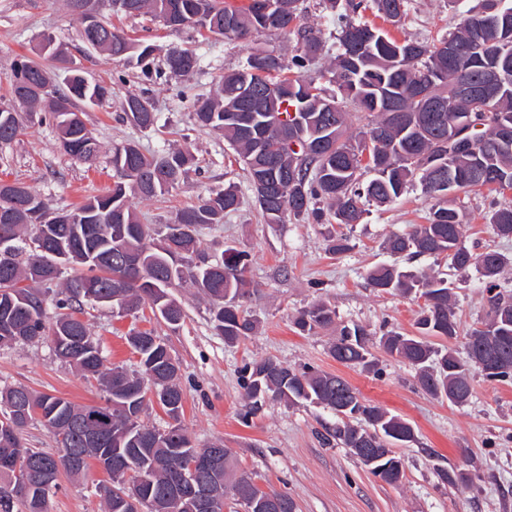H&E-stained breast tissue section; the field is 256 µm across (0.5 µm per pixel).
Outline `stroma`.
Here are the masks:
<instances>
[{"label":"stroma","instance_id":"stroma-1","mask_svg":"<svg viewBox=\"0 0 512 512\" xmlns=\"http://www.w3.org/2000/svg\"><path fill=\"white\" fill-rule=\"evenodd\" d=\"M481 3L411 0L407 16L388 32L399 40L434 42ZM103 18L128 37L151 42L156 58H163L173 46L194 49L198 70L188 77H147L140 69L87 50L67 0H0V98L8 97V78L22 55L43 66L55 81H63V67L40 49L45 33L89 78L112 85L111 97L84 107L86 125L99 143L94 162L65 154L55 127L47 122L25 127L11 145L0 148V180L26 183L51 207L75 206L88 195L106 192L116 181L113 147L134 142L151 154L189 149L195 163L175 190L158 199L135 197L131 204L142 223L162 224L210 188L235 184L241 200L238 211L223 223L200 228L198 239L201 252L212 258L228 246L249 252L253 292L241 308L256 322L247 338L225 342L209 322L207 300L188 284L172 291L186 312L175 328L148 308L118 318L111 308L88 305L83 318L101 344L106 366L135 369L136 358L126 338L134 330H154L180 365L181 424L194 444H224L240 470L259 475L265 490L287 494L295 512H512V380L476 377L471 401L455 406L421 390L413 368L380 346H373L372 352L381 371L368 373L330 356L331 332L302 336L292 327L299 311L322 300L335 307L340 321L360 324L374 336L389 330L416 334L423 299L378 292L367 285L365 276L372 267L389 262L383 248L389 235L424 223L431 199L415 189L390 205H368L353 226L292 219L264 223L234 151L219 133L194 129L190 115L196 98L213 95L220 77L243 64L249 46L288 58L295 50L294 37L266 31L243 43L207 37L191 28L171 29L146 16L129 17L108 9ZM131 95L150 99L159 117L153 130L141 131L124 121L123 104ZM492 200L484 191H458L447 197L449 206L461 213L467 247L476 252L491 248L512 258V239L494 236L486 222ZM332 235L347 236L351 249L330 253ZM448 280L462 329L484 321L487 303L478 273L452 274ZM267 357L291 367L311 366L341 375L366 403L407 421L415 439L398 449L405 465L402 482L386 484L358 464L348 449L323 444L322 435L335 427L337 419L322 406L271 400L256 415L246 416L243 370ZM18 385L79 404L103 400L97 381L59 359L47 340L0 346V390ZM456 468L468 469L473 481L451 485L441 479V472ZM108 481L96 466L83 478L60 475L50 512H104L97 486Z\"/></svg>","mask_w":512,"mask_h":512}]
</instances>
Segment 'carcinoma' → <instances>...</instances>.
Here are the masks:
<instances>
[{
    "label": "carcinoma",
    "instance_id": "1",
    "mask_svg": "<svg viewBox=\"0 0 512 512\" xmlns=\"http://www.w3.org/2000/svg\"><path fill=\"white\" fill-rule=\"evenodd\" d=\"M118 11L148 14L162 21L170 17L177 28H194L214 37L240 41L261 31H281L296 39V53L288 60L255 48L242 69L227 74L216 96L196 102L194 126L224 135L236 152L255 191L264 223L307 220L315 224H358L364 206L388 204L416 180L424 194L435 197L433 186L448 175V169L470 171L473 178L458 186L472 191L485 188L489 194L505 196L512 191V148L501 142L508 131L512 141V4L506 0H483L479 11L461 18L447 37L436 43L397 41L381 28L355 22L352 14L359 0H326L331 9L341 7L343 19L338 34L339 50L331 60L329 90L305 76L310 61L321 51V42L302 23L298 0H274L288 17L265 25L267 0H250L245 7L231 9L223 0H112ZM411 0H373L376 16L395 24L408 12ZM79 39L98 46L114 59L150 71L155 48L106 29L90 31L80 25ZM463 47V55L448 61V42ZM174 61L165 60L174 76L194 73L199 59L194 50L181 48ZM497 67L504 76L498 94L476 103L460 95L465 74L480 78L481 67ZM50 80L48 73L25 57L15 61L9 78L10 99L0 102V145L16 140L27 124H55L66 153L89 161L93 155L84 144L94 140L84 120L79 101L100 102L112 92L104 82L77 77L54 87L58 99L34 94ZM312 91L308 120L304 127L291 125L294 97L302 89ZM356 105L375 120L354 138L348 133V104ZM124 118L140 130L157 123L151 102L142 96L127 99ZM468 125L467 145L455 146L451 137ZM277 142L298 139L300 150L286 148L275 155L256 147L258 136ZM194 157L187 149L148 155L134 143L112 151V168L121 174L112 189L92 195L73 207L56 209L53 221L45 216L51 207L29 186L20 196H0V238L8 235L10 250L0 253V281L10 279L21 289H0V346L49 339L62 356L83 376L96 380L105 392L104 403L78 405L50 394H35L23 386L0 395V404L16 405L20 413L11 419L17 438L38 421L52 431L55 422L68 425L63 447L83 457L84 467L57 465L54 454L27 449L31 461L28 489L16 486L12 473L0 465V512H13L20 502L26 512H49L41 488L42 472H65L78 477L91 464L99 466L111 480L99 486L105 512H127L124 498L139 495L144 512H201L191 490L175 498L172 490L189 485L181 475L182 457L189 451V435L181 426L183 391L179 374L171 367L173 357L153 330L128 336L138 369L105 368L102 348L88 325L79 317L84 305L112 306L117 314L130 315L147 305L168 312L163 320L177 326L183 309L171 297L174 286L190 283L207 299L210 322L227 343L249 336L255 321L245 315L238 299L250 295L247 276L249 259L244 250L227 247L210 259L197 247L199 228L222 224L224 217L240 206L237 186L230 183L214 189L198 203L179 210L167 224L141 222L130 198L152 199L176 189L189 173ZM375 172L361 181L362 172ZM492 233L512 237V202H496L487 214ZM64 246V265L74 270L62 287L55 283L64 269L53 264L50 252ZM391 254L412 258L431 256L457 272L475 269L481 275L489 319L465 336L466 356L428 341L430 337H458L459 322L448 279L437 272L426 274L396 266H380L366 275L369 286L379 292L416 295L425 301L417 321L420 335L387 332L379 338L386 353L407 361L416 370L417 382L426 393L461 405L473 394V372L489 380H512V290L501 283L512 258L488 249L476 253L462 240L460 211L439 201L431 207L427 223L409 233L394 234L385 242ZM25 293L20 306L15 293ZM57 310L47 317V307ZM305 335L336 327V310L316 302L300 312L293 322ZM371 334L359 324L339 327L330 353L336 361L378 373L371 353ZM246 414L262 409L264 395L289 406L302 402L320 404L336 414V428L323 436L326 444L336 441L349 448L356 459L360 449L379 448L382 460L369 472L386 484L401 481L404 471L395 470L399 460L392 448L414 440L412 426L389 416L376 406L363 403L344 378L310 367L300 370L273 358L245 366ZM159 392V406L171 420L167 428L150 427L141 420L152 404L139 393L141 382ZM222 468L201 473L196 481L217 483L224 498L245 512L253 502L267 496L278 500L281 512H295L291 498L267 493L254 474H236L228 452Z\"/></svg>",
    "mask_w": 512,
    "mask_h": 512
}]
</instances>
